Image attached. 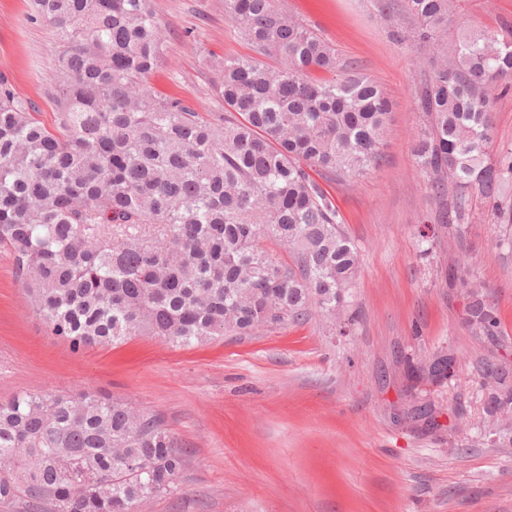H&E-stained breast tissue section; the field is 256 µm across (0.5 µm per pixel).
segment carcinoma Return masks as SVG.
I'll list each match as a JSON object with an SVG mask.
<instances>
[{"instance_id": "obj_1", "label": "carcinoma", "mask_w": 512, "mask_h": 512, "mask_svg": "<svg viewBox=\"0 0 512 512\" xmlns=\"http://www.w3.org/2000/svg\"><path fill=\"white\" fill-rule=\"evenodd\" d=\"M391 36L401 14L433 68L415 90L423 128L416 164L440 196V223L464 233L473 198L493 203L512 246V148L493 154L491 94L512 89V38L458 23L454 0H377ZM54 31L49 128L0 84V248L33 307L77 350L132 336L202 344L297 322L317 309L344 335L358 250L328 178L368 174L381 160L391 103L369 76L336 72V49L278 0H224L251 54L211 62L224 111L206 119L154 94L146 76L164 56L157 0H35ZM279 244L283 260L261 240ZM476 336L501 335L498 307L466 267L453 271ZM446 349L406 368L448 378ZM490 411L512 408V369L483 362ZM415 405L401 421L434 420ZM185 466L157 420L129 403L81 392L27 393L0 403V500L31 512H140Z\"/></svg>"}]
</instances>
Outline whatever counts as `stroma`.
<instances>
[{"mask_svg": "<svg viewBox=\"0 0 512 512\" xmlns=\"http://www.w3.org/2000/svg\"><path fill=\"white\" fill-rule=\"evenodd\" d=\"M388 94L382 161L369 175L324 187L356 244L355 323L336 335L318 313L251 336L179 348L138 336L80 351L51 335L30 306L13 258L0 249V403L26 393L94 392L157 418L185 456L173 492L142 512H512V445L483 436L487 392L479 362L495 343L463 321L448 270L468 266L502 319L512 358V248L482 200L463 239L438 222L441 202L413 153L422 126L414 89L425 77L410 43L394 40L376 0H279ZM163 61L146 83L203 117L223 111L206 61L249 48L224 0H158ZM459 18L512 34V0H459ZM57 64L51 28L33 0H0V82L53 125ZM433 253L419 255L423 231ZM449 347L453 377L409 387L405 361ZM440 410L425 432L399 424L409 401Z\"/></svg>", "mask_w": 512, "mask_h": 512, "instance_id": "obj_1", "label": "stroma"}]
</instances>
